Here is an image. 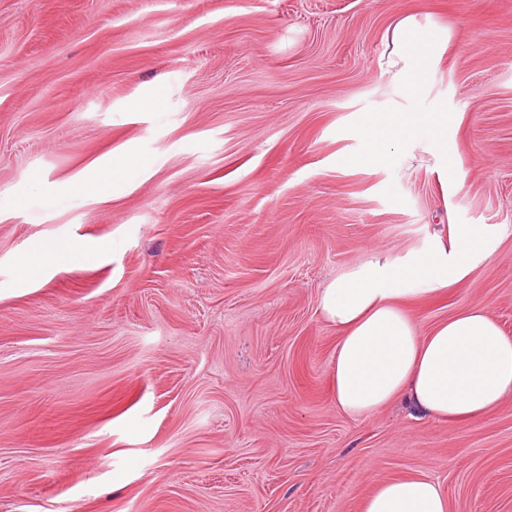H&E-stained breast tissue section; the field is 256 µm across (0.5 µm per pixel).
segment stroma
I'll list each match as a JSON object with an SVG mask.
<instances>
[{"label":"stroma","instance_id":"obj_1","mask_svg":"<svg viewBox=\"0 0 512 512\" xmlns=\"http://www.w3.org/2000/svg\"><path fill=\"white\" fill-rule=\"evenodd\" d=\"M405 112L451 115L454 181L423 128L353 163ZM447 222L512 226V0H0V512H359L411 472L512 512V398L460 425L331 395L321 289ZM473 304L512 335V234L410 313ZM393 42L396 55L415 62L410 90L416 92L430 73V70L424 57L419 52L414 24L409 20L401 21L393 32ZM424 122L417 112H407V115L396 114L377 115L365 119L359 129V136L364 143L363 153L352 159L353 162H364L373 165H386L391 160L387 145L401 137L412 134L413 129Z\"/></svg>","mask_w":512,"mask_h":512}]
</instances>
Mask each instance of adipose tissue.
<instances>
[{
    "instance_id": "1",
    "label": "adipose tissue",
    "mask_w": 512,
    "mask_h": 512,
    "mask_svg": "<svg viewBox=\"0 0 512 512\" xmlns=\"http://www.w3.org/2000/svg\"><path fill=\"white\" fill-rule=\"evenodd\" d=\"M393 42L396 55L413 62L410 88L418 90L429 67L414 24L401 21ZM422 122L417 112L365 120L361 162L388 164L389 144ZM495 252L486 225L451 224L424 251L402 258L372 253L322 288L318 307L336 330L329 373L338 411L359 418L404 397L433 419L467 423L491 415L512 395V336L484 306L445 318L424 335L406 308L410 298L441 296ZM360 512H449L448 496L431 477L404 474L379 484Z\"/></svg>"
}]
</instances>
